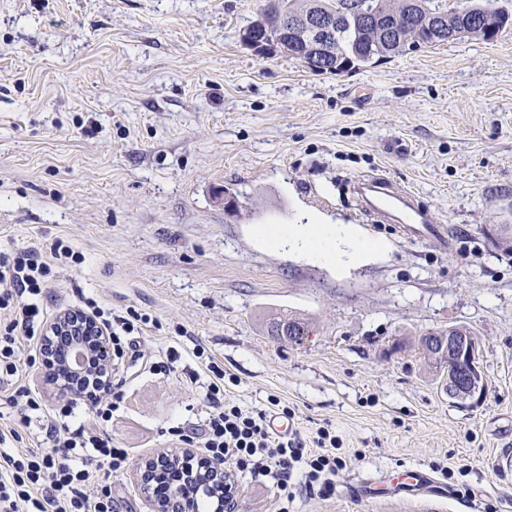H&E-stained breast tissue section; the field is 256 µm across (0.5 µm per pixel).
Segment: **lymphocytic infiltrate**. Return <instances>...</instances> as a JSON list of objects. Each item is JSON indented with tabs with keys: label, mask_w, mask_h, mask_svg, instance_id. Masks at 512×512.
I'll return each mask as SVG.
<instances>
[{
	"label": "lymphocytic infiltrate",
	"mask_w": 512,
	"mask_h": 512,
	"mask_svg": "<svg viewBox=\"0 0 512 512\" xmlns=\"http://www.w3.org/2000/svg\"><path fill=\"white\" fill-rule=\"evenodd\" d=\"M84 260L82 252L61 238L45 252L35 247L0 252V392L10 409L15 441H22L31 424L39 426L34 444L0 451V512H113L112 484L100 472H119L130 460L128 449L116 446L104 429L124 398L120 385H113L94 404L91 417L73 428L68 423L72 403L46 407L41 395L20 381L25 368L40 364V300L53 288L60 269ZM86 306L111 328L112 354L118 359L135 350L151 322L148 314L133 308L115 316L94 300ZM193 354L204 359L208 371L203 394L208 411L199 426H169L172 440L231 464L234 476L271 480L278 490L277 512H292L300 491L331 498L335 477L346 466L335 429L319 427L309 438L274 433L271 417L293 414L285 402L273 396L248 407L231 400L236 381L226 378L223 364L205 359L202 346H194Z\"/></svg>",
	"instance_id": "obj_1"
}]
</instances>
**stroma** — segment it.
<instances>
[{
    "label": "stroma",
    "mask_w": 512,
    "mask_h": 512,
    "mask_svg": "<svg viewBox=\"0 0 512 512\" xmlns=\"http://www.w3.org/2000/svg\"><path fill=\"white\" fill-rule=\"evenodd\" d=\"M263 3L0 0V250L71 240L86 260L61 273L46 318L84 297L134 307L162 324L141 354L181 353L166 375L117 374L107 431L130 451L109 476L117 512H149L137 466L177 450L171 422L205 416L188 380L198 341L238 379L237 402L277 395L302 433L342 438L335 495H300L296 512H512L496 466L512 453V25L321 74L243 46ZM379 174L423 197L447 247L365 221L350 184ZM310 223L380 247L342 264L259 233ZM279 311L309 320L302 344L268 335ZM459 325L481 345L477 403L448 399L416 343ZM439 460L468 465V496L442 476L445 497L345 492Z\"/></svg>",
    "instance_id": "stroma-1"
}]
</instances>
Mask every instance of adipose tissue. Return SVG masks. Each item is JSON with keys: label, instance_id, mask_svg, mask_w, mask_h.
Returning a JSON list of instances; mask_svg holds the SVG:
<instances>
[{"label": "adipose tissue", "instance_id": "adipose-tissue-1", "mask_svg": "<svg viewBox=\"0 0 512 512\" xmlns=\"http://www.w3.org/2000/svg\"><path fill=\"white\" fill-rule=\"evenodd\" d=\"M270 238L275 242L302 245L313 256L328 261L343 257L353 261L370 247L369 242L358 240L354 231L345 224H309L289 230L279 228L271 233Z\"/></svg>", "mask_w": 512, "mask_h": 512}]
</instances>
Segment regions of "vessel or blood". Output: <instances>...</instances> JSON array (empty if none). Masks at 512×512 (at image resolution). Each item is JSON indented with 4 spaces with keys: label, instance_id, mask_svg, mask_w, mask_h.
<instances>
[{
    "label": "vessel or blood",
    "instance_id": "b4317fda",
    "mask_svg": "<svg viewBox=\"0 0 512 512\" xmlns=\"http://www.w3.org/2000/svg\"><path fill=\"white\" fill-rule=\"evenodd\" d=\"M355 190L363 209L392 224L403 238L447 245V225L435 220L429 206L415 192L394 190L390 179L384 175L357 180ZM432 484L430 474L416 467L405 471L394 490L400 495L409 494Z\"/></svg>",
    "mask_w": 512,
    "mask_h": 512
}]
</instances>
